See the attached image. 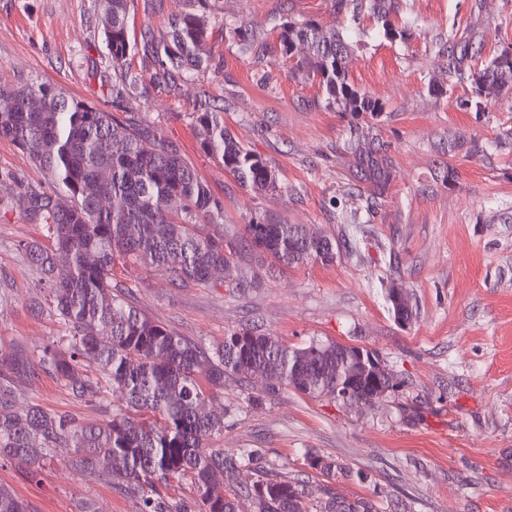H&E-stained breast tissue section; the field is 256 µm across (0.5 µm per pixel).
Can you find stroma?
Here are the masks:
<instances>
[{
    "instance_id": "obj_1",
    "label": "stroma",
    "mask_w": 512,
    "mask_h": 512,
    "mask_svg": "<svg viewBox=\"0 0 512 512\" xmlns=\"http://www.w3.org/2000/svg\"><path fill=\"white\" fill-rule=\"evenodd\" d=\"M409 38H388L369 11L336 13L332 0H133L126 70L112 66L102 0H0V83L46 82L117 117L134 114L181 148L224 206L239 237L260 217L305 224L339 244L332 263L279 268L251 247L234 259L241 287L181 285L162 268H116L112 284L158 324L207 348L258 326L291 346L341 343L378 352L396 385L368 406L291 389L250 398L230 380L212 445L255 451L274 477L302 479L309 502L323 487L369 500L376 512H512V96L475 106L470 82L449 81L448 41L471 40L480 69L512 45V0H393ZM211 17L200 70L175 86L150 82L154 60L138 38L164 35L189 10ZM310 19L353 45L349 79L382 112L327 107L294 57L276 42L286 19ZM251 50L242 53V41ZM135 89L113 101L125 74ZM221 112L230 134L275 170V191L243 187L205 153L194 115ZM393 160L386 194L373 201L344 148L352 124ZM29 153L0 139V351L39 352L66 334L40 276L21 252L49 245L24 210L47 191ZM400 288L413 317L398 323L385 297ZM16 407L41 405L82 422L103 407L73 397L45 374L14 386ZM313 454L343 464L330 479L303 464ZM0 485L29 512H144L108 478H84L66 449L41 468L0 460Z\"/></svg>"
}]
</instances>
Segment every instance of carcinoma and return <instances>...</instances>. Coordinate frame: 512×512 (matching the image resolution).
I'll return each instance as SVG.
<instances>
[{"mask_svg": "<svg viewBox=\"0 0 512 512\" xmlns=\"http://www.w3.org/2000/svg\"><path fill=\"white\" fill-rule=\"evenodd\" d=\"M334 10L355 14L368 7L393 33L391 0H332ZM131 0H105L103 33L112 67L123 68L130 49ZM209 17L187 12L170 22L164 37L141 33L143 50L155 59L149 80L168 85L202 67L207 55ZM281 54L307 42L308 53L295 62L318 82L326 103L341 112L372 115L378 102L348 81L351 43L342 32L310 21H289L277 36ZM469 46L448 44V78L472 76L478 101L512 91V55L504 49L483 68L468 70ZM10 107L0 111V138L27 150L51 187L25 194L28 214L47 226V248L22 245L49 290L53 309L68 335L39 354L15 349L0 354V458L40 466L57 449H71L69 467L92 477L106 475L125 492L143 498L144 512H182L160 492L190 479L198 512H238V500L251 499L254 512H307L299 480L268 477L253 451L229 454L207 441L224 432V412L211 404L224 381L237 378L293 389L311 398L332 397L368 406L364 396L376 389L378 374L360 361L356 346L312 343L292 347L257 328L235 330L210 352L143 314L112 286L116 262L166 269L179 284L205 285L213 273L232 276L239 245L224 232L204 234L201 223L224 217L223 204L186 160L178 145L133 117L118 118L103 108L45 82L0 84ZM195 124L201 148L221 159L224 170L256 193L276 190L277 176L260 157L224 128L213 111L199 112ZM355 176L372 199L386 193L393 160L388 149L360 140L350 128ZM106 205L100 206L96 197ZM181 208L173 211L169 201ZM245 241L283 267L307 261L331 263L338 244L303 224H268L256 219L244 227ZM395 320L407 322V300L388 298ZM50 373L78 399L104 405L108 417L96 424L51 412L39 405L18 410L13 387L20 380ZM120 390L125 407L106 404ZM348 389L352 398L336 392ZM307 465L328 477L348 474L346 467L320 457ZM256 466L257 480L225 495L212 493L218 477H232ZM0 512H28L11 490L0 486ZM316 512H373L367 500L322 495Z\"/></svg>", "mask_w": 512, "mask_h": 512, "instance_id": "1", "label": "carcinoma"}]
</instances>
